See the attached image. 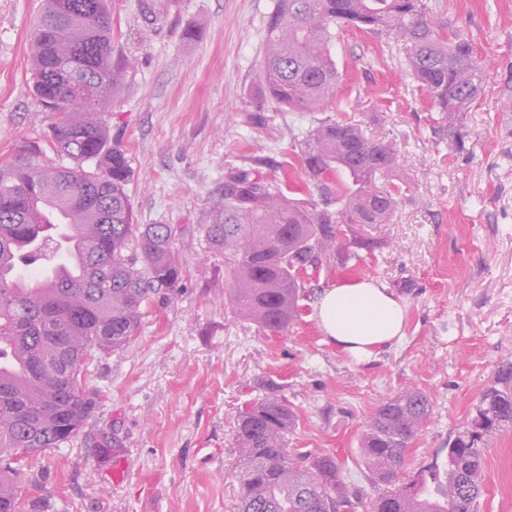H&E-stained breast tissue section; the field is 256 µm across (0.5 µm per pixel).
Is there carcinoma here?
Listing matches in <instances>:
<instances>
[{
	"mask_svg": "<svg viewBox=\"0 0 512 512\" xmlns=\"http://www.w3.org/2000/svg\"><path fill=\"white\" fill-rule=\"evenodd\" d=\"M353 27L402 38L406 69L446 115L467 111L485 89L489 73L470 41L436 29L419 0H277L260 71L264 94L298 114L326 111L339 80L330 44L337 30ZM30 53L34 100L49 132L0 163V458L7 459L0 512H21L24 478L12 462L71 442L95 416L100 397L82 381L83 367L98 353L125 349L183 271L172 225L134 223L128 159L109 145L98 112L126 72V62L112 58L108 0H44ZM78 77L92 89L84 105L70 92ZM300 147L323 205L285 195L254 159L227 170L224 203L201 225L214 248L235 257L237 312L273 333L299 317L297 271L350 259L337 243L338 225L389 224L397 203L398 188L378 182L393 179L399 150L370 136L364 121L322 118ZM335 173L350 179L336 194L325 183ZM49 211L75 227L83 271L58 285L18 280L21 270L50 273L73 248L48 229ZM261 387L264 395L238 412L233 431L243 488L237 512H355L360 489L336 456L288 454L295 415L273 385ZM430 414L429 398L415 389L378 406L360 451L384 490L366 512H474L485 490V445L512 425V361L498 367L469 427L448 441L444 463L400 481L408 445Z\"/></svg>",
	"mask_w": 512,
	"mask_h": 512,
	"instance_id": "obj_1",
	"label": "carcinoma"
}]
</instances>
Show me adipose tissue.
Instances as JSON below:
<instances>
[{
    "instance_id": "obj_1",
    "label": "adipose tissue",
    "mask_w": 512,
    "mask_h": 512,
    "mask_svg": "<svg viewBox=\"0 0 512 512\" xmlns=\"http://www.w3.org/2000/svg\"><path fill=\"white\" fill-rule=\"evenodd\" d=\"M315 317L325 343L359 363L404 337L402 300L371 277L342 279L325 289L316 302Z\"/></svg>"
}]
</instances>
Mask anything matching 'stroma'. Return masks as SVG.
<instances>
[{
    "label": "stroma",
    "instance_id": "stroma-1",
    "mask_svg": "<svg viewBox=\"0 0 512 512\" xmlns=\"http://www.w3.org/2000/svg\"><path fill=\"white\" fill-rule=\"evenodd\" d=\"M43 0H0V159L42 139L46 113L31 92L29 40ZM276 0H179L145 19L140 0H111L112 48L127 76L106 109L111 141L131 167L126 191L139 224H170L185 266L176 296L146 314L124 350L86 370L101 405L72 442L20 463L47 512H235L233 430L240 409L274 383L296 415L291 452H331L365 502L360 440L379 403L422 391L432 413L410 442L402 479L443 458L465 429L499 362L512 358V0H422L434 25L462 31L490 78L467 111L449 115L456 139L405 69L395 35L345 29L331 53L341 74L328 111L363 119L400 153L403 192L389 224H344L339 241L371 237L361 260L301 276L298 321L271 333L238 315L234 262L199 231L222 200L224 170L269 158L263 175L289 189L303 176L298 142L314 117L277 107L259 89ZM371 276L406 307L405 336L357 363L326 344L318 294L343 277ZM119 442L100 462L94 443ZM512 427L491 438L475 512H512Z\"/></svg>",
    "mask_w": 512,
    "mask_h": 512
}]
</instances>
